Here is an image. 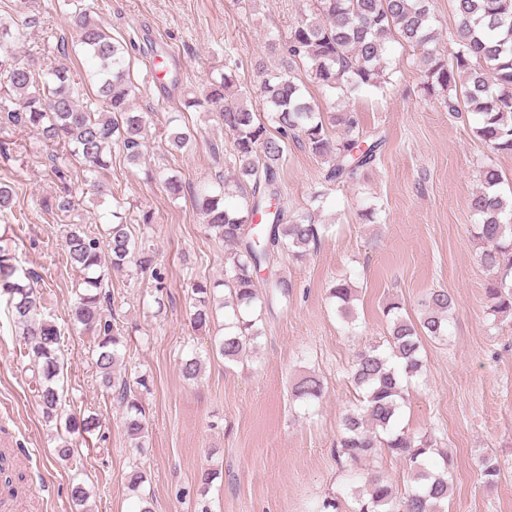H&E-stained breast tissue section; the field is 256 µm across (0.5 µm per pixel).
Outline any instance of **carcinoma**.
I'll return each mask as SVG.
<instances>
[{
  "label": "carcinoma",
  "instance_id": "1",
  "mask_svg": "<svg viewBox=\"0 0 512 512\" xmlns=\"http://www.w3.org/2000/svg\"><path fill=\"white\" fill-rule=\"evenodd\" d=\"M453 2L457 21L448 31V45L453 51L445 55L431 47L437 36L430 0H313L311 15L296 21L288 37L269 40L271 51L282 56V63L265 74L259 87L266 115L231 102L233 97H244L245 91L236 71L230 68L211 78L201 95L184 100L187 110L219 113L224 130L232 136V150L226 158L237 172L243 198L242 207L230 209L224 205L225 190L213 194L201 186L194 191L195 206L204 215L208 232L230 246L225 255L224 283L195 281L191 287L196 301L191 316L195 328L210 325L217 309H232L224 321V334L211 338V351L224 362L242 360L262 336V318L255 314L257 270L285 256L301 260L320 241L322 225L313 215L286 222L284 208L270 211L271 200H282L278 171L288 141L304 144L328 163L325 179L338 183L373 163L384 142L379 132L363 128L354 110L325 113L312 105L296 81V66H303L325 92L342 97L383 92L394 74L385 58L388 44L401 41L418 52L424 92L442 95L454 118L477 116L473 133L494 152L512 155V0ZM78 27V43L94 66L97 85L94 98L84 102L68 68L48 66L36 73L16 51L22 34L0 28V124L31 129L68 151L83 168L91 193L105 197L112 194V185L105 180L112 147H119L130 163H139L147 119L146 113L132 105L135 85L122 43L86 11L78 15ZM176 121L178 117H168L167 142L169 149L181 152L190 146L191 132ZM270 125L277 135L270 134ZM333 128L340 130V135H333ZM50 161L60 190L54 202L44 200L42 206L68 212L76 203L75 191L58 157L53 155ZM479 181L470 208L479 216L475 237L485 244L480 262L496 272L486 288L489 310L494 316L512 317V198L500 192L502 175L496 166H482ZM111 216L104 240L80 224L65 229L67 261L80 273L70 321L94 336L99 382L103 389L117 393L124 407V434L141 450L148 435L145 410L136 388L122 371L125 336L106 314L105 268L120 272L133 267L142 273L152 271L157 280L162 276L152 268L151 248L139 239L135 226L116 210ZM257 216L268 223H253ZM222 285L228 293L217 301L215 293ZM266 287L267 301L288 300L291 283L287 275H278ZM0 292L8 295L9 311L20 330L42 419L56 428L57 457L68 461L76 440L95 431L101 422L93 414L77 417L64 413L59 392L61 331L42 302L31 271L8 245H0ZM353 294L345 279L331 288L337 312L348 325L355 321ZM453 306V297L445 289L428 293L415 320L401 315L398 304H390L386 309L390 315L386 348L370 345L356 356L351 381L359 404L343 418L339 453L357 462L386 451L405 461L416 486L399 499L383 477L366 476L352 512H444L451 488L448 455H442L440 464L431 462L437 451L435 439L427 434L416 437L398 428V423L405 391L423 368V340L448 339ZM180 370L186 379L198 378L202 361L196 352L181 359ZM322 394L323 383L312 375L301 377L292 387V396L308 405ZM499 475L495 458L485 456L484 483L495 485ZM70 500L72 512H90L89 491L76 476L72 478Z\"/></svg>",
  "mask_w": 512,
  "mask_h": 512
}]
</instances>
